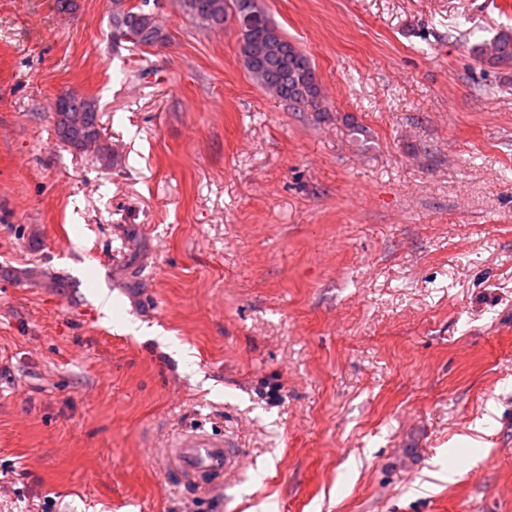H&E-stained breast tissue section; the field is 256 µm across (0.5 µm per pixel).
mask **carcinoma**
I'll return each instance as SVG.
<instances>
[{"instance_id":"1","label":"carcinoma","mask_w":512,"mask_h":512,"mask_svg":"<svg viewBox=\"0 0 512 512\" xmlns=\"http://www.w3.org/2000/svg\"><path fill=\"white\" fill-rule=\"evenodd\" d=\"M183 11L204 30H220L228 14L240 29L239 53L252 78L288 103L319 105L321 88L314 65L304 52L285 39L257 7L256 0H179ZM166 39L159 16L151 10L112 0V43L156 45ZM475 59L489 67H512V28L471 47ZM55 130L65 144L82 149L100 140L96 103L75 91L57 97Z\"/></svg>"}]
</instances>
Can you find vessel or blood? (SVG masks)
<instances>
[{"label":"vessel or blood","mask_w":512,"mask_h":512,"mask_svg":"<svg viewBox=\"0 0 512 512\" xmlns=\"http://www.w3.org/2000/svg\"><path fill=\"white\" fill-rule=\"evenodd\" d=\"M167 456L172 469L196 488L222 485L242 463L241 452L231 440L197 430L178 435Z\"/></svg>","instance_id":"vessel-or-blood-1"}]
</instances>
